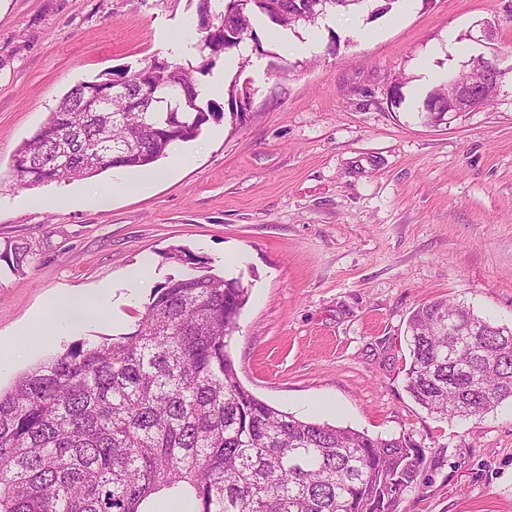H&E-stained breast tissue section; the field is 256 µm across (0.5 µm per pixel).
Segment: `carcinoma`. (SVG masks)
Wrapping results in <instances>:
<instances>
[{
  "instance_id": "cac0c4a2",
  "label": "carcinoma",
  "mask_w": 512,
  "mask_h": 512,
  "mask_svg": "<svg viewBox=\"0 0 512 512\" xmlns=\"http://www.w3.org/2000/svg\"><path fill=\"white\" fill-rule=\"evenodd\" d=\"M221 2L198 0L211 57L257 40L260 19L294 29L371 0ZM425 100L424 119L445 120L448 87ZM223 116L194 69L155 57L71 87L12 168L39 186L147 167ZM27 256L3 259L18 271ZM248 294L236 277H170L134 331L77 343L0 391V512H142L165 489L196 512H397L423 470L409 439L301 420L243 385L229 345ZM408 332L406 388L428 413L481 419L512 401V328L436 299Z\"/></svg>"
}]
</instances>
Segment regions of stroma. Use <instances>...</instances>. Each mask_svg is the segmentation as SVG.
Masks as SVG:
<instances>
[{"instance_id":"stroma-1","label":"stroma","mask_w":512,"mask_h":512,"mask_svg":"<svg viewBox=\"0 0 512 512\" xmlns=\"http://www.w3.org/2000/svg\"><path fill=\"white\" fill-rule=\"evenodd\" d=\"M197 0H0V337L49 301L91 304L83 324L35 345L0 373L9 389L77 341L134 331L169 277L241 278L249 299L229 351L246 388L297 418L372 436H406L424 455L397 512H512V403L479 420L428 414L407 393V324L427 301H464L512 327V88L430 126L390 105L398 73L447 76L491 48H512V0H392L277 31L246 71L206 62ZM490 24L492 44L467 33ZM192 67L203 100L234 80L252 90L245 118L225 113L178 144L182 167L154 164L144 193L90 199L118 172L26 186L19 146L81 81H105L153 56ZM42 200L40 208L27 199ZM175 249L188 259H169ZM108 292L106 311L95 302Z\"/></svg>"}]
</instances>
